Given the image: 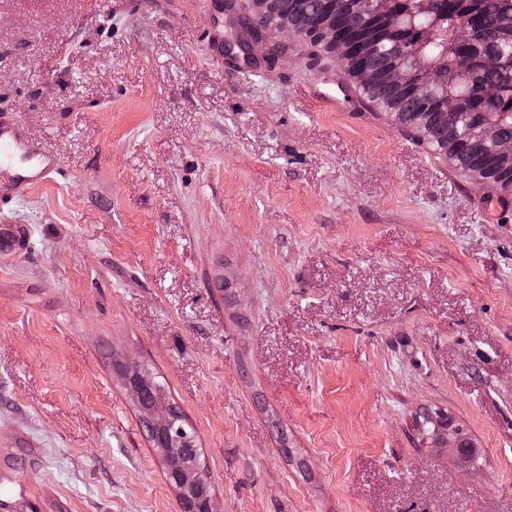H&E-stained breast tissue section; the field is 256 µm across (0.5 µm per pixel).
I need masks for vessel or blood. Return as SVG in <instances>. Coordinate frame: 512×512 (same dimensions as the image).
<instances>
[{"instance_id": "obj_1", "label": "vessel or blood", "mask_w": 512, "mask_h": 512, "mask_svg": "<svg viewBox=\"0 0 512 512\" xmlns=\"http://www.w3.org/2000/svg\"><path fill=\"white\" fill-rule=\"evenodd\" d=\"M59 168L56 155L32 143L13 114L0 113V202L24 194Z\"/></svg>"}]
</instances>
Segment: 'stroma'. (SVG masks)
<instances>
[{
    "label": "stroma",
    "mask_w": 512,
    "mask_h": 512,
    "mask_svg": "<svg viewBox=\"0 0 512 512\" xmlns=\"http://www.w3.org/2000/svg\"><path fill=\"white\" fill-rule=\"evenodd\" d=\"M210 0H0V113L61 169L0 204V512H512V198L328 57L214 58ZM442 413L477 464L423 438ZM166 396V390L163 384L158 382L142 383V397L140 401V406L143 412L146 413V415L144 416V420L146 421L149 427L154 444L157 447L163 448L171 447V440L169 435L173 440L179 442H188L190 440V438H187L186 436H182L177 434L176 432H173V427L172 425H170L169 418L165 411H158L157 422L160 427L166 428L168 430L169 435L167 431L156 428L151 419L149 418V412L154 406H161L162 403H166Z\"/></svg>",
    "instance_id": "1"
}]
</instances>
